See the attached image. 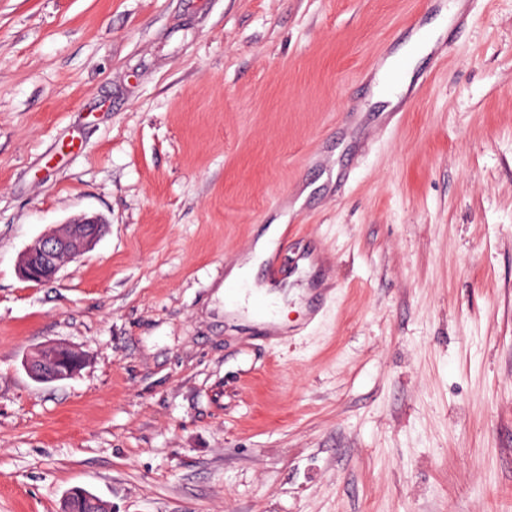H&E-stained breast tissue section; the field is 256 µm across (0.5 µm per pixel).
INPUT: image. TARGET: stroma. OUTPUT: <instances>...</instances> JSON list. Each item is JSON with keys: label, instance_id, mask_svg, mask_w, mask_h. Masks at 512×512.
I'll return each instance as SVG.
<instances>
[{"label": "stroma", "instance_id": "stroma-1", "mask_svg": "<svg viewBox=\"0 0 512 512\" xmlns=\"http://www.w3.org/2000/svg\"><path fill=\"white\" fill-rule=\"evenodd\" d=\"M442 22L390 123L360 82ZM80 214L96 245L34 287ZM275 224L277 341L222 286ZM64 343L73 377L25 362ZM512 512V0H0V512ZM104 231V222L97 216H79L61 229L50 232L21 257L19 269L24 281L44 284L52 281L64 259H77L92 248ZM97 498L94 494L82 487L71 488L63 502L69 512H95L93 499ZM62 507V508H63Z\"/></svg>", "mask_w": 512, "mask_h": 512}]
</instances>
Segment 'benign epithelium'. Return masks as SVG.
<instances>
[{"instance_id":"obj_1","label":"benign epithelium","mask_w":512,"mask_h":512,"mask_svg":"<svg viewBox=\"0 0 512 512\" xmlns=\"http://www.w3.org/2000/svg\"><path fill=\"white\" fill-rule=\"evenodd\" d=\"M104 231V222L97 216H79L61 229L50 232L21 257L23 280L35 284L52 281L64 260L77 259L92 248ZM84 360V354L72 347L53 345L39 352V357L26 362V369L38 382H54L74 375V366Z\"/></svg>"}]
</instances>
